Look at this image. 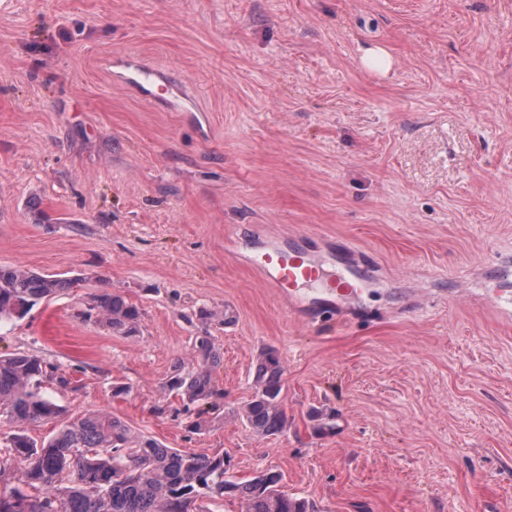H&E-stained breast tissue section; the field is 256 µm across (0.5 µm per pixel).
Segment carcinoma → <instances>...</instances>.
<instances>
[{
    "instance_id": "carcinoma-1",
    "label": "carcinoma",
    "mask_w": 512,
    "mask_h": 512,
    "mask_svg": "<svg viewBox=\"0 0 512 512\" xmlns=\"http://www.w3.org/2000/svg\"><path fill=\"white\" fill-rule=\"evenodd\" d=\"M85 282L82 276L0 265V321L21 319L42 301ZM82 317L114 334L140 333V309L107 288L90 294ZM184 319L196 325L191 360L176 366L162 389L180 399L186 428L199 433L224 418L217 414L224 391L212 378L222 353L210 330L214 314L201 310ZM285 373L275 349L260 351L254 395L238 413L258 436L288 428L282 397ZM48 380L59 387L70 385L59 367L36 355H0V417L16 426L0 452V512H208L201 501L226 495L241 500L242 512H314L312 504L281 490L277 471H261L242 481L230 473L224 453L205 456L166 448L108 413L65 421L53 436L38 441L27 434V427L62 416L53 395L43 390Z\"/></svg>"
}]
</instances>
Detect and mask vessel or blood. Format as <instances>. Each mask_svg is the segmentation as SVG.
Returning <instances> with one entry per match:
<instances>
[{"label":"vessel or blood","mask_w":512,"mask_h":512,"mask_svg":"<svg viewBox=\"0 0 512 512\" xmlns=\"http://www.w3.org/2000/svg\"><path fill=\"white\" fill-rule=\"evenodd\" d=\"M250 265L264 282L276 288L290 306H297L298 291L304 286L323 288L324 298L315 299V306H334L335 302L355 305L362 286V274L344 270L340 276L326 278L322 267L297 246L277 243L264 245L252 253Z\"/></svg>","instance_id":"vessel-or-blood-1"}]
</instances>
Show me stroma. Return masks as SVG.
Instances as JSON below:
<instances>
[{
  "instance_id": "stroma-1",
  "label": "stroma",
  "mask_w": 512,
  "mask_h": 512,
  "mask_svg": "<svg viewBox=\"0 0 512 512\" xmlns=\"http://www.w3.org/2000/svg\"><path fill=\"white\" fill-rule=\"evenodd\" d=\"M264 236L357 268L354 310L287 309L245 264ZM0 265L87 278L0 322L67 416L276 470L317 512H512V320L468 299L512 276V0H0ZM101 278L139 336L83 321ZM202 308L226 413L192 434L161 385ZM265 347L266 438L233 414ZM285 366L273 348L262 349L253 372L254 395L238 413L258 436H273L288 428V417L283 407Z\"/></svg>"
}]
</instances>
